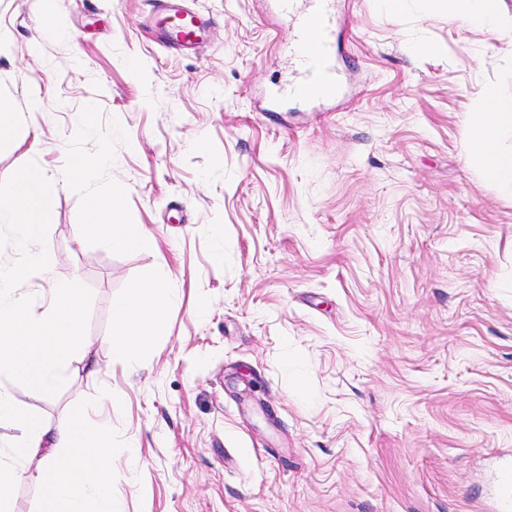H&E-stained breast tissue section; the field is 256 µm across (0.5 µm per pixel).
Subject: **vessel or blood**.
Masks as SVG:
<instances>
[{
	"label": "vessel or blood",
	"mask_w": 512,
	"mask_h": 512,
	"mask_svg": "<svg viewBox=\"0 0 512 512\" xmlns=\"http://www.w3.org/2000/svg\"><path fill=\"white\" fill-rule=\"evenodd\" d=\"M279 13L293 21V33L284 47L292 68L285 92L289 98H333L341 90L336 65L335 0H274ZM166 40L190 49L205 36L201 17L185 9L180 0H158Z\"/></svg>",
	"instance_id": "obj_1"
}]
</instances>
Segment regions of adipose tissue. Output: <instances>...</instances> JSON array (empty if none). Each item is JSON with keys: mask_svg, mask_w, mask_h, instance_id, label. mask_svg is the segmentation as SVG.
<instances>
[{"mask_svg": "<svg viewBox=\"0 0 512 512\" xmlns=\"http://www.w3.org/2000/svg\"><path fill=\"white\" fill-rule=\"evenodd\" d=\"M448 18L470 27L501 34L508 25L499 0H448ZM512 132V99L487 96L469 125L466 163L479 171L500 195L512 198V150H503L505 132ZM47 175L22 165L7 197L0 199V224L19 242L41 236L50 201L44 191ZM91 232L115 250L147 246L150 237L135 224L124 223L115 199L94 198L87 212ZM21 266L0 269V373L13 375L23 385L52 394L73 356L85 358L97 371L81 343L78 318L79 290L75 285L51 288V302L35 313L19 294ZM168 297L146 280L130 282L114 306L112 330L106 338L117 361L135 358L145 343L165 331L163 311ZM0 428L13 432L8 457L0 459V512H13L12 490L24 479L42 490V512H113L112 423L90 422L77 416L51 425L19 413L11 391L0 388ZM38 459L34 473L20 461Z\"/></svg>", "mask_w": 512, "mask_h": 512, "instance_id": "obj_1", "label": "adipose tissue"}]
</instances>
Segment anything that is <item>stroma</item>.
Listing matches in <instances>:
<instances>
[{"instance_id": "stroma-1", "label": "stroma", "mask_w": 512, "mask_h": 512, "mask_svg": "<svg viewBox=\"0 0 512 512\" xmlns=\"http://www.w3.org/2000/svg\"><path fill=\"white\" fill-rule=\"evenodd\" d=\"M208 24L188 53L154 0H0V197L48 176L41 255L18 285L77 282L96 373L71 360L19 410L112 420L121 512H503L512 501V199L465 161L487 93L512 98V34L416 0H336L342 92L299 102L272 0H184ZM85 183L66 155L97 162ZM220 156L222 166L210 163ZM120 189L154 243L86 228ZM170 297L167 333L131 363L104 339L127 283ZM139 456L126 463V445Z\"/></svg>"}]
</instances>
